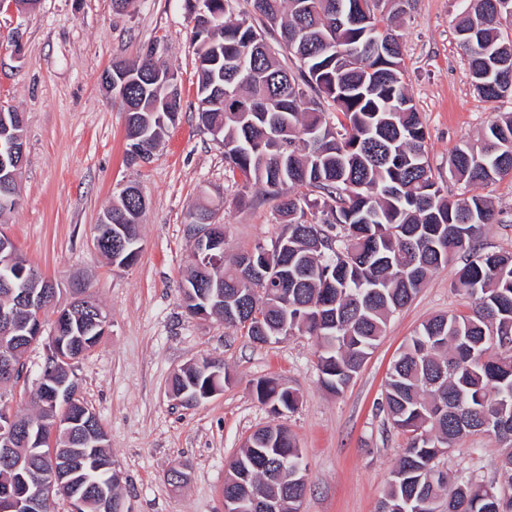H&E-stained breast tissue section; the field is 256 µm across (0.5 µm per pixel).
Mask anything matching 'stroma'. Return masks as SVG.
Here are the masks:
<instances>
[{"label": "stroma", "mask_w": 512, "mask_h": 512, "mask_svg": "<svg viewBox=\"0 0 512 512\" xmlns=\"http://www.w3.org/2000/svg\"><path fill=\"white\" fill-rule=\"evenodd\" d=\"M461 10V0H413L398 28L404 84L427 132L428 159L453 195L464 188L448 174L452 152L512 113V99L484 100L472 85L456 33ZM191 29L186 0H133L122 12L112 0H38L24 14L0 8V104L25 118L18 203L0 215V233L56 281L59 306L70 303V283L79 278L108 316L100 342L73 371L107 433L125 512H224L229 463L255 430L278 424L294 435L307 466L300 512H375L407 444L379 408L389 370L422 323L469 313L473 301L454 288L455 264L432 272L338 396L320 383L314 337L260 345L219 317L189 315L181 287L194 244L188 212L200 196L225 226V263L281 231L277 199L234 184L222 145L198 122ZM148 56L175 73L182 109L149 163L133 165L126 114L102 75L117 61ZM129 184L147 206L139 257L118 267L96 248L94 227ZM479 192L502 218L482 226L479 244L512 253V176ZM47 354L46 343L31 346L21 377L0 387L12 411L31 412ZM202 357L223 362L224 389L188 408L171 396V380ZM264 379L295 391L297 409L272 413L255 391ZM504 450L493 434H473L453 444L441 465L450 476L498 484ZM176 465L187 473L177 487L167 478Z\"/></svg>", "instance_id": "stroma-1"}]
</instances>
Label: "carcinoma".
<instances>
[{"label": "carcinoma", "mask_w": 512, "mask_h": 512, "mask_svg": "<svg viewBox=\"0 0 512 512\" xmlns=\"http://www.w3.org/2000/svg\"><path fill=\"white\" fill-rule=\"evenodd\" d=\"M200 26L193 27L198 58L199 123L224 147V161L243 188L264 189L279 199L283 229L271 244H258L233 267L192 269L182 290L191 291L210 315L252 336L294 333L316 338L323 386L342 393L383 335L389 317L410 303L428 275L458 259L456 287L473 299L470 314L436 315L410 338L389 373L379 403L391 423L408 434L376 512H512V254L480 251L475 239L484 224L501 222L477 193L451 199L428 162L426 132L408 96L399 34L393 21L410 0H251L254 20L278 31L281 44L298 62L286 68L253 20L231 21L233 0H201ZM457 33L480 97H512L498 80L512 74V0H464ZM368 17L370 21L361 23ZM129 78L114 89L132 114L128 146L155 150L181 112V98L166 88L170 70L150 58L121 62ZM236 98L250 106L238 112ZM336 112V119L330 112ZM449 174L467 187L488 185L512 174V113L491 123L479 143L456 148ZM316 192L318 196L311 197ZM112 224L124 227L129 249H101L120 265L140 245L145 208L134 196L113 198ZM206 200L188 212L215 220ZM265 267L250 279L255 305L229 310L232 284L244 280L245 258ZM87 285L72 289L74 314L54 323L57 352L43 373H65L60 356L91 351L101 334H81ZM16 323L32 325L46 308L27 309L0 289V308ZM224 368L203 358L173 378L172 386L203 394ZM258 399L273 412H293L298 398L256 384ZM34 423L14 443V459H0V493L19 477L47 479L52 418L61 412L37 387ZM269 426L259 443L241 450L224 480V493L240 492L242 466L251 471L257 499L279 498L284 512H299L306 490L302 476L280 478L279 461L299 458L293 437ZM491 432L508 442L502 460L504 482L454 481L439 468L453 442ZM92 448L95 471L88 480L112 485L103 444Z\"/></svg>", "instance_id": "1"}]
</instances>
